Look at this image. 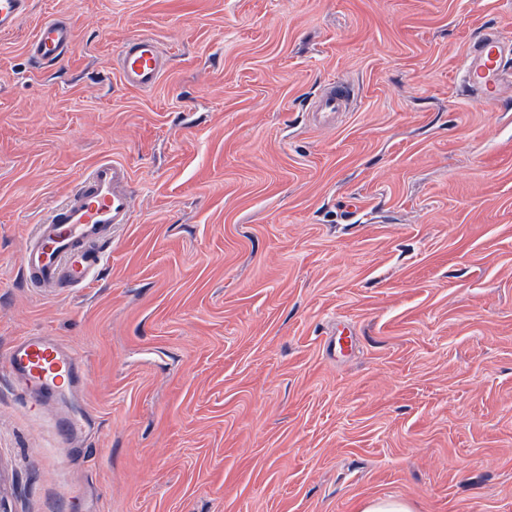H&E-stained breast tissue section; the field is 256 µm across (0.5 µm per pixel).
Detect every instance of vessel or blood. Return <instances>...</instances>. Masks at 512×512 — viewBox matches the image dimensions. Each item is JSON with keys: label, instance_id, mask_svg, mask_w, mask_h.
Here are the masks:
<instances>
[{"label": "vessel or blood", "instance_id": "1", "mask_svg": "<svg viewBox=\"0 0 512 512\" xmlns=\"http://www.w3.org/2000/svg\"><path fill=\"white\" fill-rule=\"evenodd\" d=\"M30 9V0H0V33L16 27ZM76 31L63 16L41 21L27 46L30 58L49 69L76 47ZM512 37L498 29L484 31L465 56L462 88L475 99L495 103L512 78ZM122 83L142 92L153 90L168 67L156 37L140 33L127 38L116 56ZM354 91L333 84L312 105L323 118L348 111ZM132 178L129 168L114 160L93 165L54 207L47 219L33 225L21 255L25 281L31 288H83L92 283L109 256L121 227L132 221ZM78 355L44 336L21 337L0 357V372L18 378L25 392L55 397L76 376Z\"/></svg>", "mask_w": 512, "mask_h": 512}]
</instances>
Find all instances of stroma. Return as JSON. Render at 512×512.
I'll use <instances>...</instances> for the list:
<instances>
[{
  "instance_id": "1",
  "label": "stroma",
  "mask_w": 512,
  "mask_h": 512,
  "mask_svg": "<svg viewBox=\"0 0 512 512\" xmlns=\"http://www.w3.org/2000/svg\"><path fill=\"white\" fill-rule=\"evenodd\" d=\"M488 27L512 0H31L0 34V356L51 336L80 380L0 377L6 512H512V99L459 86ZM137 33L170 61L147 93L114 66ZM334 81L356 101L317 122ZM101 159L132 223L89 286L27 287L30 226ZM76 40L75 28L68 18H47L36 27L27 54L39 67L50 69L74 51Z\"/></svg>"
}]
</instances>
